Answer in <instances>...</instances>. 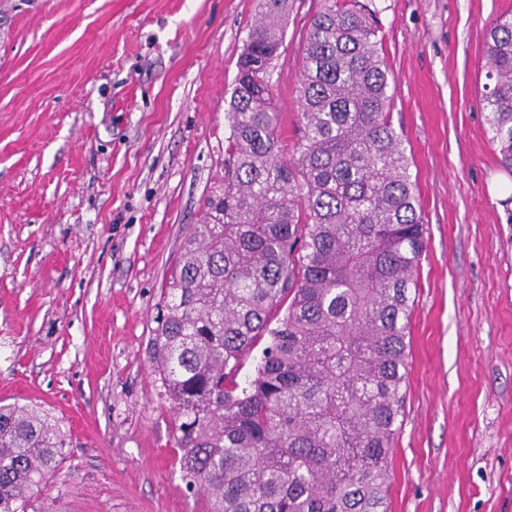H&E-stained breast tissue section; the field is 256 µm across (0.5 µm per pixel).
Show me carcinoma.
Returning a JSON list of instances; mask_svg holds the SVG:
<instances>
[{
  "label": "carcinoma",
  "mask_w": 512,
  "mask_h": 512,
  "mask_svg": "<svg viewBox=\"0 0 512 512\" xmlns=\"http://www.w3.org/2000/svg\"><path fill=\"white\" fill-rule=\"evenodd\" d=\"M287 16L288 0H260L224 113V188L170 268L149 354L208 512H388L423 218L379 30L334 0L300 46L288 155L271 96ZM484 47L479 103L512 168V15ZM68 447L50 411L0 405V512H28Z\"/></svg>",
  "instance_id": "1"
}]
</instances>
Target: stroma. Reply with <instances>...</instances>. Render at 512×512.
<instances>
[{
    "instance_id": "35a3bbf8",
    "label": "stroma",
    "mask_w": 512,
    "mask_h": 512,
    "mask_svg": "<svg viewBox=\"0 0 512 512\" xmlns=\"http://www.w3.org/2000/svg\"><path fill=\"white\" fill-rule=\"evenodd\" d=\"M375 19L427 228L389 512H512V169L478 99L512 0H356ZM272 80L297 140L289 0ZM259 0H0V401L72 446L30 512H203L148 353L168 266L224 180Z\"/></svg>"
}]
</instances>
